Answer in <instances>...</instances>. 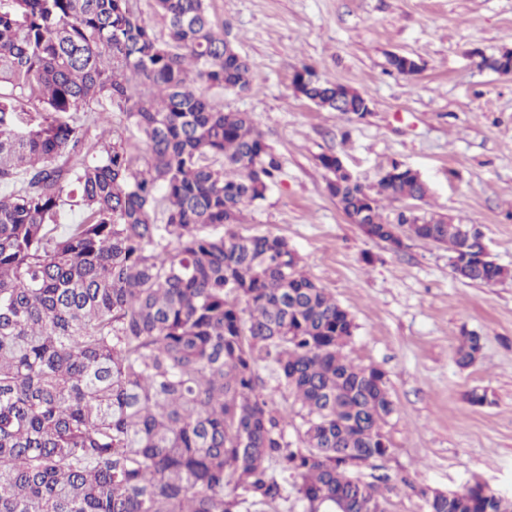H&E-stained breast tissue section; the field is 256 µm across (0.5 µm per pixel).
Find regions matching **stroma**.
<instances>
[{
  "label": "stroma",
  "instance_id": "1",
  "mask_svg": "<svg viewBox=\"0 0 512 512\" xmlns=\"http://www.w3.org/2000/svg\"><path fill=\"white\" fill-rule=\"evenodd\" d=\"M215 26L255 65V88L208 90L250 113L282 171L246 206L245 233L285 237L303 271L350 312L345 348L381 368L395 411L385 459L360 468L399 484L388 512H426L414 488L456 492L481 483L512 497V280L454 278L448 251L409 239L394 251L349 223L318 158L334 154L376 187L392 161L418 171L433 210L475 225L492 260L512 267V75L480 67L512 50V0H208ZM417 73H388L387 57ZM370 101L364 119L317 108L292 90L302 65ZM483 338L476 362L456 363L461 330ZM486 393L471 404V391Z\"/></svg>",
  "mask_w": 512,
  "mask_h": 512
}]
</instances>
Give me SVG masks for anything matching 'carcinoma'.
<instances>
[{"mask_svg":"<svg viewBox=\"0 0 512 512\" xmlns=\"http://www.w3.org/2000/svg\"><path fill=\"white\" fill-rule=\"evenodd\" d=\"M136 3L0 0V512H278L287 485L303 512H387L397 485L359 496L350 475L389 453L385 372L343 354L354 320L286 239L239 230L281 163L249 113L199 87L248 92L252 63L207 0H153L165 40ZM388 71L417 67L391 54ZM292 88L364 116V95L311 65ZM26 104L40 120L21 127ZM114 112L145 136V168ZM319 162L366 236L398 231L463 255L461 225L425 208L416 171L374 190L339 172L340 157ZM383 198L411 204L388 220ZM66 205L81 219L60 232ZM460 279L503 283L512 269L487 262ZM481 349L461 331L456 363ZM267 367L300 405L297 448L261 390ZM426 507L512 512V500L476 482Z\"/></svg>","mask_w":512,"mask_h":512,"instance_id":"obj_1","label":"carcinoma"}]
</instances>
